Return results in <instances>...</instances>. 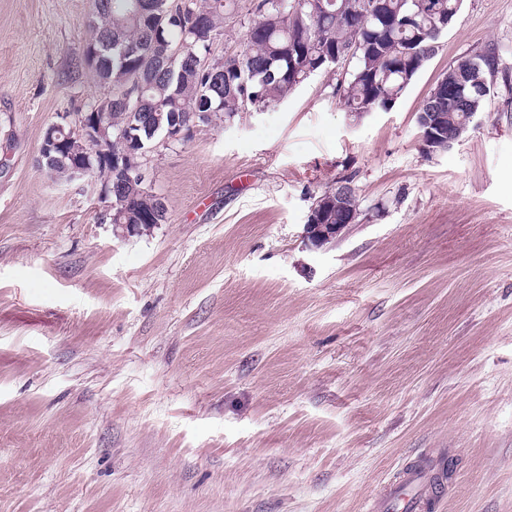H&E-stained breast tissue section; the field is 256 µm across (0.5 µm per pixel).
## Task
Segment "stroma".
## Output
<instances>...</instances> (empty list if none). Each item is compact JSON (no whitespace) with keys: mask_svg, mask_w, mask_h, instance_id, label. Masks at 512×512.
<instances>
[{"mask_svg":"<svg viewBox=\"0 0 512 512\" xmlns=\"http://www.w3.org/2000/svg\"><path fill=\"white\" fill-rule=\"evenodd\" d=\"M93 10L0 0V512H368L444 455L433 512H512V0H463L390 109L348 112L350 59L157 139L168 219L131 236L38 163L112 95ZM488 52L478 126L428 151L423 100ZM340 180L357 219L309 248Z\"/></svg>","mask_w":512,"mask_h":512,"instance_id":"1","label":"stroma"}]
</instances>
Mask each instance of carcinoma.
<instances>
[{
  "mask_svg": "<svg viewBox=\"0 0 512 512\" xmlns=\"http://www.w3.org/2000/svg\"><path fill=\"white\" fill-rule=\"evenodd\" d=\"M258 0L244 22L248 47L227 58L211 57L224 36L231 0H108L97 8L86 46L101 55L97 75L112 83V106L102 112L112 135V156L133 164L158 138L189 137L187 121L231 122L242 112H264L284 102L310 75L337 55L356 59L344 89L348 112L360 116L387 109L406 91L436 52L437 30L456 15L461 0ZM180 47L177 57L170 50ZM497 58L488 53L474 64L443 74L453 95H429L418 113L420 132L431 129L438 150L472 129L470 115L484 111ZM70 148L85 154L90 173L112 187L109 220L142 229L166 220V205L129 168L97 159L78 140ZM321 198L329 207L320 224L345 221L357 209L348 183H336Z\"/></svg>",
  "mask_w": 512,
  "mask_h": 512,
  "instance_id": "obj_1",
  "label": "carcinoma"
}]
</instances>
